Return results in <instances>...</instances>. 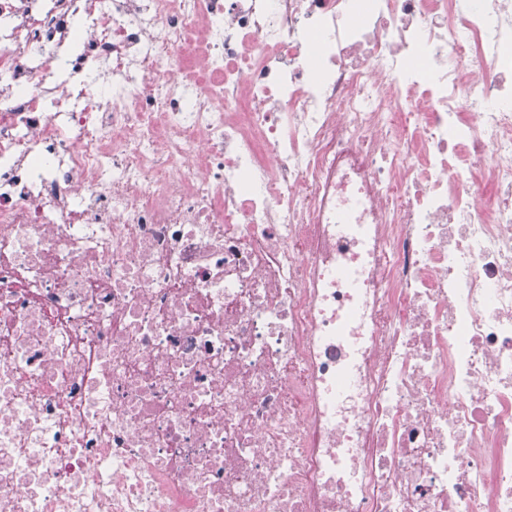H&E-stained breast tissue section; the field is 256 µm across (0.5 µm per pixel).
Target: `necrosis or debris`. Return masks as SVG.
<instances>
[{
  "mask_svg": "<svg viewBox=\"0 0 512 512\" xmlns=\"http://www.w3.org/2000/svg\"><path fill=\"white\" fill-rule=\"evenodd\" d=\"M0 512H512V0H0Z\"/></svg>",
  "mask_w": 512,
  "mask_h": 512,
  "instance_id": "4bbe7bcc",
  "label": "necrosis or debris"
}]
</instances>
